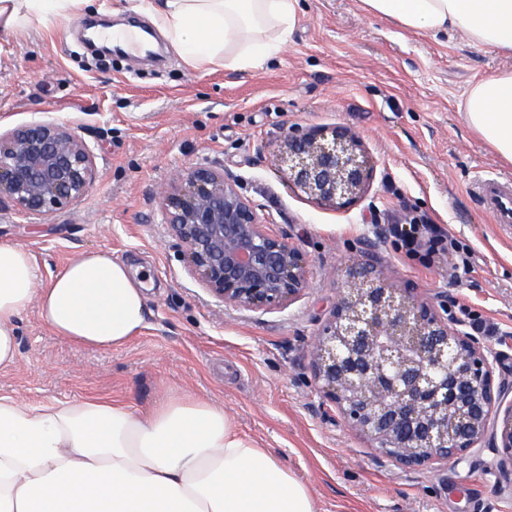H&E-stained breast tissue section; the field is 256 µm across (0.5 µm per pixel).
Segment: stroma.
Instances as JSON below:
<instances>
[{
	"instance_id": "1",
	"label": "stroma",
	"mask_w": 512,
	"mask_h": 512,
	"mask_svg": "<svg viewBox=\"0 0 512 512\" xmlns=\"http://www.w3.org/2000/svg\"><path fill=\"white\" fill-rule=\"evenodd\" d=\"M272 66L187 65L165 38L163 59L95 53L83 17L32 25L0 39V131L34 121L73 127L95 155L96 179L67 209L43 218L0 211V241L25 247L40 284L83 253L105 250L148 277L142 332L92 350L55 336L30 307L19 353L0 369V395L24 403L117 401L144 412L170 396L222 407L237 431L284 460L320 512H512V475L493 449L433 469L380 457L322 396L311 346L341 295L346 271L376 242L383 277L443 296L452 316L481 317L480 342L498 355L494 378L512 400V224L497 223L476 187L512 178L470 131L461 104L512 58L463 32L435 41L367 14L359 0H302ZM342 127L373 168L348 208L289 187L277 161L287 129ZM218 162L272 214L274 233L307 256L309 287L290 306L237 311L190 275L166 225L152 222L180 169ZM418 217L471 255L461 279L447 254L430 267L407 259L387 229Z\"/></svg>"
}]
</instances>
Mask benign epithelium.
<instances>
[{"instance_id": "benign-epithelium-1", "label": "benign epithelium", "mask_w": 512, "mask_h": 512, "mask_svg": "<svg viewBox=\"0 0 512 512\" xmlns=\"http://www.w3.org/2000/svg\"><path fill=\"white\" fill-rule=\"evenodd\" d=\"M280 163L288 185L324 205L365 193L372 167L359 137L340 128L292 129ZM95 179L94 154L68 126L32 122L0 132V209L51 216ZM160 223L191 275L226 308L281 309L309 285L303 252L269 229L224 165L179 171L162 191ZM497 357L460 329L448 302L389 285L372 259L346 271L341 299L316 336L323 397L384 457L432 466L489 443L512 470V401L494 383Z\"/></svg>"}]
</instances>
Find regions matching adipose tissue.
<instances>
[{"instance_id": "1", "label": "adipose tissue", "mask_w": 512, "mask_h": 512, "mask_svg": "<svg viewBox=\"0 0 512 512\" xmlns=\"http://www.w3.org/2000/svg\"><path fill=\"white\" fill-rule=\"evenodd\" d=\"M94 0H0V36L87 12ZM371 15L432 37L463 31L512 56V0H361ZM299 0H147L186 63L275 62ZM463 119L512 164V69L477 82ZM145 285L106 251L82 254L48 285L22 246L0 241V367L18 355L30 307L52 332L93 349L126 344L145 323ZM0 512H319L284 461L233 428L222 408L172 396L147 414L107 400L25 404L0 395Z\"/></svg>"}]
</instances>
